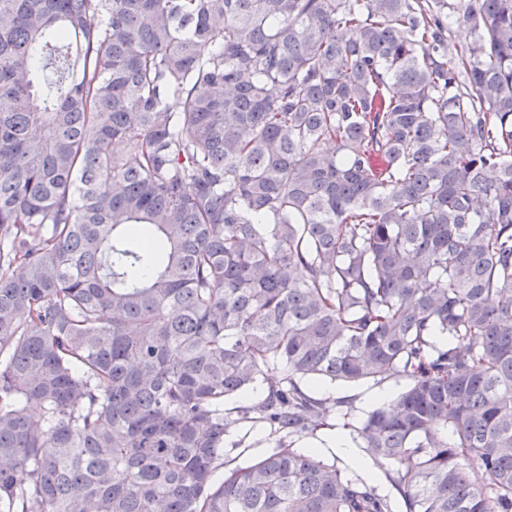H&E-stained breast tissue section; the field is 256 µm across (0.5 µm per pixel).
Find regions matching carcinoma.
<instances>
[{
	"mask_svg": "<svg viewBox=\"0 0 512 512\" xmlns=\"http://www.w3.org/2000/svg\"><path fill=\"white\" fill-rule=\"evenodd\" d=\"M0 512H512V0H0ZM305 388L316 397L327 399L330 403L335 400L352 399L353 409L346 413V408L336 410L327 418L328 426L318 430L315 435H306L296 439L294 447L306 449L308 446L318 447L322 458L329 463H336L346 475H360L369 478L371 475V461L364 452L358 431L366 414L381 405L389 393L390 396L399 389L393 382L381 386L372 382L360 384H347L342 382H310L304 381ZM341 436L346 449L339 448L331 443L334 437ZM269 429L252 423L241 424L233 429L224 447V454L238 456L239 463H247L265 451L270 441Z\"/></svg>",
	"mask_w": 512,
	"mask_h": 512,
	"instance_id": "obj_1",
	"label": "carcinoma"
}]
</instances>
